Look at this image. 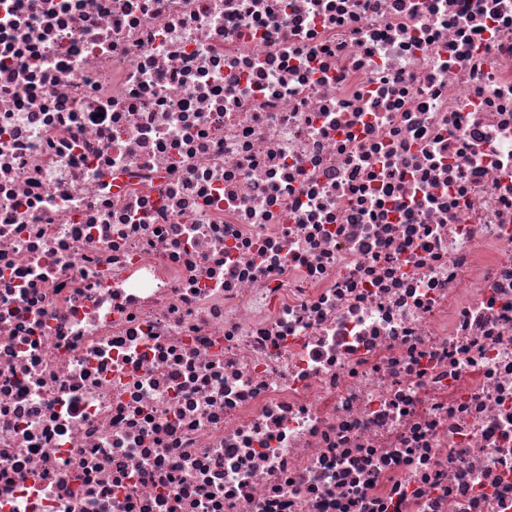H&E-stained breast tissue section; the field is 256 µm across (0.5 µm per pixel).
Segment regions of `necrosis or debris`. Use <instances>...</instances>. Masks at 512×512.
Listing matches in <instances>:
<instances>
[{
    "instance_id": "necrosis-or-debris-1",
    "label": "necrosis or debris",
    "mask_w": 512,
    "mask_h": 512,
    "mask_svg": "<svg viewBox=\"0 0 512 512\" xmlns=\"http://www.w3.org/2000/svg\"><path fill=\"white\" fill-rule=\"evenodd\" d=\"M0 512H512V0H0Z\"/></svg>"
}]
</instances>
